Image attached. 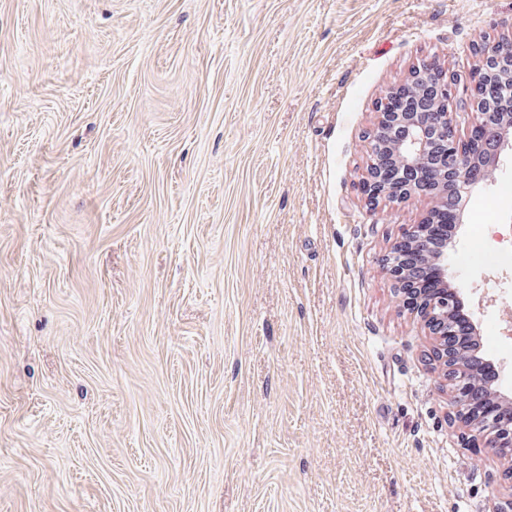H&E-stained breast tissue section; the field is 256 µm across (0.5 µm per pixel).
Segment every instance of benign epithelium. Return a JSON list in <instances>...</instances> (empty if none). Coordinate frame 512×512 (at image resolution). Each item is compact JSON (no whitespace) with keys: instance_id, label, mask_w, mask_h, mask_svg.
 <instances>
[{"instance_id":"7a95c632","label":"benign epithelium","mask_w":512,"mask_h":512,"mask_svg":"<svg viewBox=\"0 0 512 512\" xmlns=\"http://www.w3.org/2000/svg\"><path fill=\"white\" fill-rule=\"evenodd\" d=\"M479 72L483 73L484 87L474 89L476 110L459 116L449 112L457 84L432 60L423 61L409 79L391 86L386 104L393 109L395 123L403 126V131L394 133L385 122L384 113H379L370 141L372 162L368 175L358 184L359 191L370 202L380 198L405 201L423 193L437 195L448 214L455 218L452 230L461 228L468 193L473 191L472 170L478 164L498 161L504 151L512 149V113L492 111L493 99L500 94H512V50L507 52L500 45L485 48ZM434 81L438 82L439 111L406 110L405 97L424 92ZM461 124L467 129L463 137L458 136ZM425 228L424 224H414L404 231L402 238L411 247L416 264L428 268L432 289L419 316L438 339L435 356L447 367L459 415H468L480 399L478 388L494 390L500 401L509 404L512 391L497 389L493 384L500 376V366L482 354L481 325L477 319L469 317L462 330L463 335L471 337V343L457 350L448 349V308L456 312L464 304L463 299L454 295L448 281V250L456 245V235L432 247ZM469 425L474 435L497 449L498 455L512 453V444L502 440L512 436V419L501 422V430L495 433L478 421Z\"/></svg>"}]
</instances>
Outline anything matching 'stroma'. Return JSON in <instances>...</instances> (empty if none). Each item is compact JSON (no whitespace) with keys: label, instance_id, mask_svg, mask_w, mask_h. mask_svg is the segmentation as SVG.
<instances>
[{"label":"stroma","instance_id":"1","mask_svg":"<svg viewBox=\"0 0 512 512\" xmlns=\"http://www.w3.org/2000/svg\"><path fill=\"white\" fill-rule=\"evenodd\" d=\"M512 0H0V512H498L358 190ZM512 223L479 184L456 252Z\"/></svg>","mask_w":512,"mask_h":512}]
</instances>
